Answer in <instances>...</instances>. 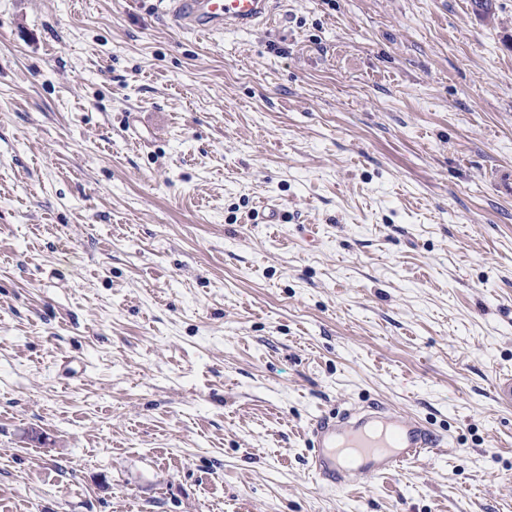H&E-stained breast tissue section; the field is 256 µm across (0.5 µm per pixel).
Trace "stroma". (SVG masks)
Masks as SVG:
<instances>
[{"label":"stroma","mask_w":512,"mask_h":512,"mask_svg":"<svg viewBox=\"0 0 512 512\" xmlns=\"http://www.w3.org/2000/svg\"><path fill=\"white\" fill-rule=\"evenodd\" d=\"M502 167L512 0H0V512H512ZM372 402L444 446L322 485ZM167 2L164 14L187 32L215 34L247 31L272 20L275 0H158Z\"/></svg>","instance_id":"stroma-1"}]
</instances>
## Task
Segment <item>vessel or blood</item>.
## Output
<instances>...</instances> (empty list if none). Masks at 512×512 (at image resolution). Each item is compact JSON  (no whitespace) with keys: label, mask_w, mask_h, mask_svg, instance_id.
Listing matches in <instances>:
<instances>
[{"label":"vessel or blood","mask_w":512,"mask_h":512,"mask_svg":"<svg viewBox=\"0 0 512 512\" xmlns=\"http://www.w3.org/2000/svg\"><path fill=\"white\" fill-rule=\"evenodd\" d=\"M274 0H167L172 24L187 32L247 31L271 21ZM310 466L333 488L365 485L423 459L443 438L417 418L372 404L322 415L308 429Z\"/></svg>","instance_id":"vessel-or-blood-1"}]
</instances>
